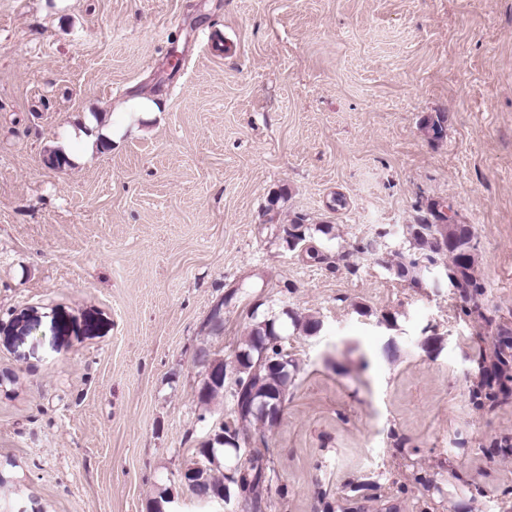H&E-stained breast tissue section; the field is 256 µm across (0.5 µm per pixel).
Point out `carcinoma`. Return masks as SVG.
<instances>
[{
    "label": "carcinoma",
    "mask_w": 512,
    "mask_h": 512,
    "mask_svg": "<svg viewBox=\"0 0 512 512\" xmlns=\"http://www.w3.org/2000/svg\"><path fill=\"white\" fill-rule=\"evenodd\" d=\"M409 248L390 253V258L379 261L390 270L397 280L410 288H426L430 285L429 269L437 268L438 260L447 259L443 272L454 286L453 296L463 303L464 314L482 315L481 296L483 284L475 271L478 261L476 236L469 224H459L447 214L429 208V215L407 224L402 229ZM283 239L288 250L299 252V256L315 263L329 260L320 247L313 244L311 225L300 214L288 220L283 227ZM377 241L370 240L346 251L336 252V263L349 273L357 271L355 257L359 254H376ZM293 328L312 335L319 331L321 322L314 318H301L288 314ZM267 352L288 359L285 367L269 370L261 363L262 345ZM288 327L272 318L253 320L249 331L239 343L229 359H213L216 370L223 374L224 381L202 382L198 389V403L204 407L231 389L251 402L243 413L229 411L223 422L224 438H215L202 445L197 454L205 462V470L199 476L202 485L218 489L223 485L232 487L233 492L251 500V506L260 507L264 499H269L272 491L268 476L266 453L255 446L248 456L240 444L253 438V433L270 426V413L282 411L289 387L294 382L298 363L288 356ZM478 390H491L494 385L502 386L512 382V339L501 337L494 344L491 353L479 350Z\"/></svg>",
    "instance_id": "carcinoma-1"
}]
</instances>
